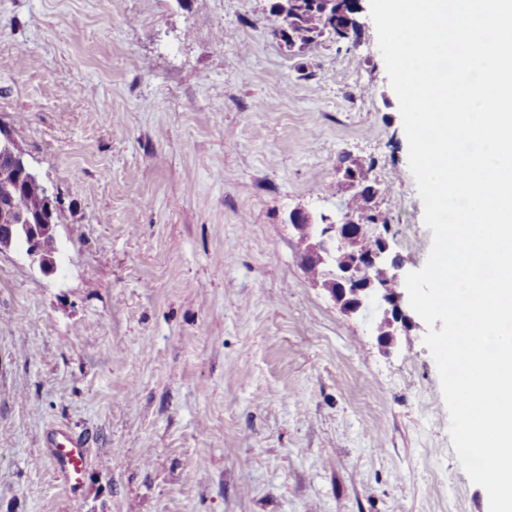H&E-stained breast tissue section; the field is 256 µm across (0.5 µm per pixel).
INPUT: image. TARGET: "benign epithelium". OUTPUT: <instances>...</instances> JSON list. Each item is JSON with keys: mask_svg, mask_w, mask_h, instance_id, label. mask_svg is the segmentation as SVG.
I'll use <instances>...</instances> for the list:
<instances>
[{"mask_svg": "<svg viewBox=\"0 0 512 512\" xmlns=\"http://www.w3.org/2000/svg\"><path fill=\"white\" fill-rule=\"evenodd\" d=\"M39 182L24 156L16 151L11 133L0 127V240L3 247L14 246V239L23 233L28 237V246L22 252L31 264L43 272L51 273L54 268L47 264V258L41 245L40 231L55 232V225L18 223L10 206L13 190L22 183ZM365 216H356L346 212L336 222L327 215L321 223H314L311 213L295 210L289 215V221L304 237L307 249L302 260H313L318 265L332 266L334 271L323 286L329 291L335 302L350 314H360L364 306L371 302L382 310L383 317L376 326L377 336L383 337L381 343L388 346L396 344L397 337L418 324L409 314L403 288V265L390 257L389 245L382 242L381 248L373 255L363 258L357 250V237L364 233ZM387 269L390 283L378 285L368 280L359 288L356 281L364 278L363 263Z\"/></svg>", "mask_w": 512, "mask_h": 512, "instance_id": "benign-epithelium-1", "label": "benign epithelium"}]
</instances>
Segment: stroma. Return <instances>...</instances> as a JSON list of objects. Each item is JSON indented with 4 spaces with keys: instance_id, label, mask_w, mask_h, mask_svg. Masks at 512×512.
Listing matches in <instances>:
<instances>
[{
    "instance_id": "1",
    "label": "stroma",
    "mask_w": 512,
    "mask_h": 512,
    "mask_svg": "<svg viewBox=\"0 0 512 512\" xmlns=\"http://www.w3.org/2000/svg\"><path fill=\"white\" fill-rule=\"evenodd\" d=\"M268 0H0V126L57 193L56 269L0 251V512H486L425 328L391 347L288 217L432 232L375 24L291 51ZM87 440L71 494L46 430Z\"/></svg>"
}]
</instances>
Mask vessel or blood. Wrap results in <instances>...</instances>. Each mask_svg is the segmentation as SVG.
I'll return each instance as SVG.
<instances>
[{"label": "vessel or blood", "mask_w": 512, "mask_h": 512, "mask_svg": "<svg viewBox=\"0 0 512 512\" xmlns=\"http://www.w3.org/2000/svg\"><path fill=\"white\" fill-rule=\"evenodd\" d=\"M44 456L70 491H77L85 477L88 448L84 436L67 428H50Z\"/></svg>", "instance_id": "vessel-or-blood-1"}]
</instances>
